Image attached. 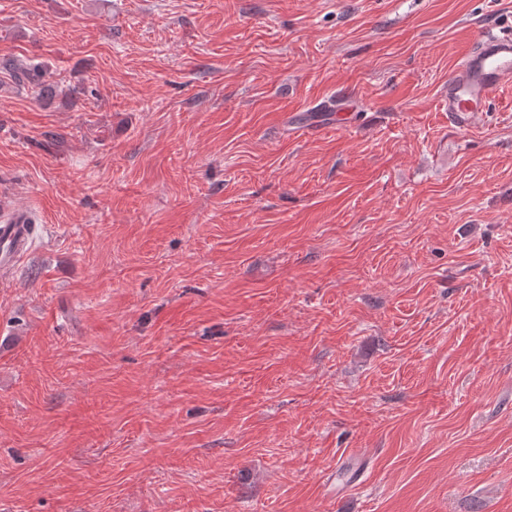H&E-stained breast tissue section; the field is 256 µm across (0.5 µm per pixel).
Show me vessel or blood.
<instances>
[{"instance_id":"1","label":"vessel or blood","mask_w":512,"mask_h":512,"mask_svg":"<svg viewBox=\"0 0 512 512\" xmlns=\"http://www.w3.org/2000/svg\"><path fill=\"white\" fill-rule=\"evenodd\" d=\"M512 87V34L480 33L448 77L449 113L465 125ZM36 221L31 210L0 207V274H13L30 253Z\"/></svg>"}]
</instances>
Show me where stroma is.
<instances>
[{"label": "stroma", "instance_id": "35a3bbf8", "mask_svg": "<svg viewBox=\"0 0 512 512\" xmlns=\"http://www.w3.org/2000/svg\"><path fill=\"white\" fill-rule=\"evenodd\" d=\"M512 0H0V512H512ZM344 100L347 120L321 110ZM512 87V34L481 32L448 76V112L462 126ZM0 72L7 75L19 87L37 84L40 87L39 95L42 99H45L48 92L53 91L52 83L45 80L46 70L41 65L25 66L17 59L3 57L0 58ZM0 216V274H13L30 253L36 231L31 210L1 204Z\"/></svg>", "mask_w": 512, "mask_h": 512}]
</instances>
